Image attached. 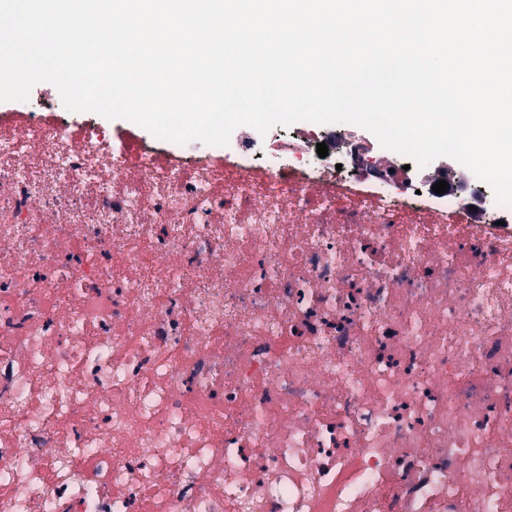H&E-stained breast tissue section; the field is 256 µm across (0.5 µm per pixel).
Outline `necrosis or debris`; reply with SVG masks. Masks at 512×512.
<instances>
[{
    "label": "necrosis or debris",
    "instance_id": "1",
    "mask_svg": "<svg viewBox=\"0 0 512 512\" xmlns=\"http://www.w3.org/2000/svg\"><path fill=\"white\" fill-rule=\"evenodd\" d=\"M320 141L0 123V512H512V205Z\"/></svg>",
    "mask_w": 512,
    "mask_h": 512
}]
</instances>
